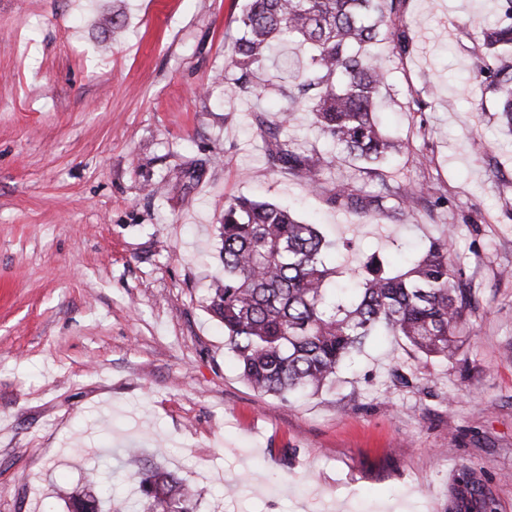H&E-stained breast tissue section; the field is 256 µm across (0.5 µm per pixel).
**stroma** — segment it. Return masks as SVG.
Masks as SVG:
<instances>
[{
	"label": "stroma",
	"mask_w": 512,
	"mask_h": 512,
	"mask_svg": "<svg viewBox=\"0 0 512 512\" xmlns=\"http://www.w3.org/2000/svg\"><path fill=\"white\" fill-rule=\"evenodd\" d=\"M244 0H0V512H67L123 449L196 512H512V133L476 77L499 0H405L376 46L378 174L270 168L230 67ZM121 33L113 35L112 22ZM422 185L410 215L357 213ZM294 210L359 270L449 239L473 291L453 359L373 336L312 397L259 396L207 305L224 201ZM393 194L390 193V190L387 188L386 195H380L376 197H372L368 203H366V198L361 197L360 195L353 192V190L349 189L348 184H341L336 191V195H334V202H340L342 205L347 207L350 210L355 212L364 211L367 205H375V209L378 211H383L385 208L383 206V201Z\"/></svg>",
	"instance_id": "obj_1"
}]
</instances>
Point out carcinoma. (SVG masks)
Segmentation results:
<instances>
[{
	"instance_id": "cac0c4a2",
	"label": "carcinoma",
	"mask_w": 512,
	"mask_h": 512,
	"mask_svg": "<svg viewBox=\"0 0 512 512\" xmlns=\"http://www.w3.org/2000/svg\"><path fill=\"white\" fill-rule=\"evenodd\" d=\"M504 20L483 32L488 61L477 77L499 98L500 119L512 129V0H501ZM403 0H247L236 18L239 37L231 65L236 88L256 97L277 91L291 105L277 123L260 115L268 164L315 186L334 163L350 161L371 173L395 144L375 119L385 72L369 47L380 41L403 53L404 32L393 17ZM278 42L303 50L288 88L266 75ZM305 101L320 133L340 152L305 153L282 137L296 104ZM423 189L396 194L398 214L412 211ZM391 193L366 199L341 184L334 201L355 212L384 210ZM224 278L210 289L208 309L224 325L225 345L247 383L261 395L284 399L318 393L380 331L399 336L428 360L456 356L471 291L457 281L449 241H435L401 268L375 253L366 257L358 287H336L339 267L325 262L331 244L313 224L288 209L246 196L224 201L218 227ZM123 467L139 479L141 512H194V493L175 474L144 462L137 448L123 451ZM112 499L108 488L88 487L69 498L70 512H95Z\"/></svg>"
}]
</instances>
